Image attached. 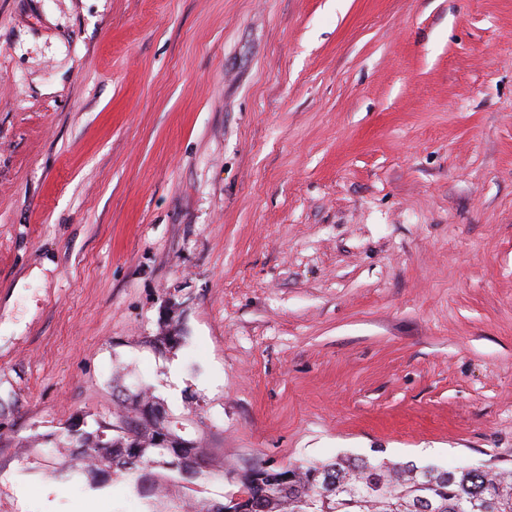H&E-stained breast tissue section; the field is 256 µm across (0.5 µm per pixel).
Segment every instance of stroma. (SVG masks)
<instances>
[{
	"label": "stroma",
	"mask_w": 512,
	"mask_h": 512,
	"mask_svg": "<svg viewBox=\"0 0 512 512\" xmlns=\"http://www.w3.org/2000/svg\"><path fill=\"white\" fill-rule=\"evenodd\" d=\"M136 383L213 501L512 468V0H0V512H147L61 471Z\"/></svg>",
	"instance_id": "1"
}]
</instances>
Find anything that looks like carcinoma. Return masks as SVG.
<instances>
[{"label": "carcinoma", "instance_id": "1", "mask_svg": "<svg viewBox=\"0 0 512 512\" xmlns=\"http://www.w3.org/2000/svg\"><path fill=\"white\" fill-rule=\"evenodd\" d=\"M182 336L163 326L154 343L175 347ZM67 471L96 480L106 472L137 479V491L159 499L173 491L186 497L177 512H213L209 500L188 497L201 472L205 449L193 441L175 448L182 437L164 405L146 391L116 414V420L93 431L68 430ZM233 512H512V469L474 470L418 467L385 458L337 457L282 467H253L237 491L224 495Z\"/></svg>", "mask_w": 512, "mask_h": 512}]
</instances>
